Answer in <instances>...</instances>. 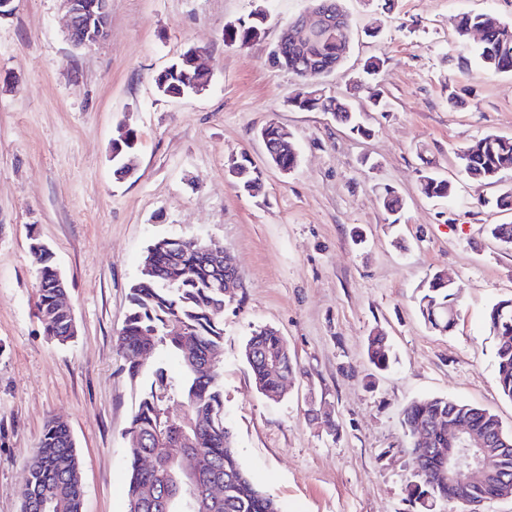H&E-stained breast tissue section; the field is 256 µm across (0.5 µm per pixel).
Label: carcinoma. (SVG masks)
Here are the masks:
<instances>
[{"instance_id":"1","label":"carcinoma","mask_w":512,"mask_h":512,"mask_svg":"<svg viewBox=\"0 0 512 512\" xmlns=\"http://www.w3.org/2000/svg\"><path fill=\"white\" fill-rule=\"evenodd\" d=\"M256 22L243 18L234 29L224 31L231 42L251 40ZM483 32L477 50L482 69L495 73H512V23L502 21L494 13H464L456 31L463 40L466 33ZM345 45L327 41L310 45V60L339 63ZM199 78L193 69L178 70L161 76L156 84L171 92L186 88L187 82ZM307 89L293 96L294 107L303 111L321 108L332 112L336 121L353 132L366 135L369 130L360 122L350 103L326 93L305 97ZM263 134L275 148L274 165L293 169L297 164L294 145H284L280 128L271 123ZM134 137L127 135L112 147V161L121 168L133 155ZM420 170L422 193L428 198L445 199L452 192L451 183L431 170V161L423 160ZM463 174L477 182H496L506 170L512 171V139L487 135L463 149L459 156ZM240 178L245 187L252 183L261 187V172L247 157H242ZM490 236L507 246L512 245V224H492ZM40 240L31 239L29 250L38 263V313L47 334L61 343L72 339L75 325L70 312L59 305V289L55 288L56 267L53 259L38 250ZM199 245L189 239L178 244L158 238L148 248L145 263L156 274L142 275L130 288L131 310L118 336V349L128 364L133 381H142L143 388L137 409L125 431L127 448V512H163L161 500L169 501L168 512H192L187 507L192 486L189 478L163 455L165 444L184 439L190 451L201 456L205 467L200 484L224 485V496L205 505L204 512H281L276 500L263 491L242 467L231 429L224 421V390L210 355L218 352L224 338V308L231 299L218 287L222 278L217 271L200 263ZM180 253L183 274L170 284L162 273L170 264L172 251ZM418 309L430 329L446 333L455 324L453 312L456 297L448 287L447 275L438 271L429 276L417 297ZM489 334L496 340V384L502 395L512 399V299L493 304L486 315ZM366 354L375 369L383 371L390 365L386 337L377 332L368 337ZM245 356L257 390L271 400L284 397V379L295 372V364L284 338L271 328L252 333L245 347ZM179 364L172 374L170 360ZM172 400L180 401L185 414L169 420L167 409ZM454 417L475 432L485 435L495 431L500 422L489 411L459 402L446 396H428L408 403L402 411V423L409 438L407 450L423 460L412 479L406 483L407 501L413 512H437L441 502L462 505L475 499L492 501L498 496L493 483L467 481L461 489L448 487L445 474L429 447L417 444V433L423 423ZM155 452L165 467L163 478L146 472L142 455ZM487 469L495 475L507 471L512 477V447L498 448L484 457ZM20 494L36 503L47 502L45 512H82L85 494L80 463L66 423L52 419L45 423L38 450L26 464Z\"/></svg>"}]
</instances>
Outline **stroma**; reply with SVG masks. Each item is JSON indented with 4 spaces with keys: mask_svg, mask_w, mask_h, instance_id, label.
Segmentation results:
<instances>
[{
    "mask_svg": "<svg viewBox=\"0 0 512 512\" xmlns=\"http://www.w3.org/2000/svg\"><path fill=\"white\" fill-rule=\"evenodd\" d=\"M265 33L228 43L224 29L258 4ZM0 19V512H21L18 484L44 424L76 442L83 512H125L124 436L138 399L117 347L149 245L159 237L221 242L242 286L224 312L217 369L239 460L282 512H411L416 461L400 422L411 400L448 396L512 428L495 381L488 308L512 298V248L487 233L512 224L494 199L512 185L474 182L457 153L488 134L512 137V75L459 69L465 13L512 22V0H343L351 39L320 82L331 94L387 106L358 136L327 112L293 110L298 80L268 57L306 0H112L108 32L74 49L62 0H14ZM203 47L211 84L171 98L155 79ZM380 66L365 74L367 62ZM460 105L452 108L449 97ZM291 134L298 162L271 165L259 131ZM136 139L137 169L118 178L112 144ZM453 186L421 191L419 154ZM248 155L264 188L228 174ZM403 206L391 218L384 189ZM70 284L78 334L59 344L37 316L31 237ZM457 297L456 323L432 332L415 303L433 272ZM279 331L297 363L277 402L257 392L244 346ZM395 360L373 371L370 334Z\"/></svg>",
    "mask_w": 512,
    "mask_h": 512,
    "instance_id": "35a3bbf8",
    "label": "stroma"
}]
</instances>
